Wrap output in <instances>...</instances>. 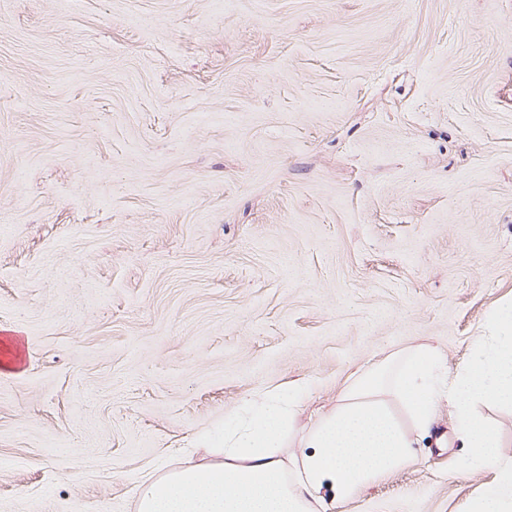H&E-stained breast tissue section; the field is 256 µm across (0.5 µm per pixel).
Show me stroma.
<instances>
[{
    "label": "stroma",
    "mask_w": 512,
    "mask_h": 512,
    "mask_svg": "<svg viewBox=\"0 0 512 512\" xmlns=\"http://www.w3.org/2000/svg\"><path fill=\"white\" fill-rule=\"evenodd\" d=\"M512 303V0H0V512H136L242 399ZM332 512H459L447 405Z\"/></svg>",
    "instance_id": "1"
}]
</instances>
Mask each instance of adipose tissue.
Listing matches in <instances>:
<instances>
[{
    "label": "adipose tissue",
    "instance_id": "1",
    "mask_svg": "<svg viewBox=\"0 0 512 512\" xmlns=\"http://www.w3.org/2000/svg\"><path fill=\"white\" fill-rule=\"evenodd\" d=\"M437 348L418 344L364 367L344 382L337 404L280 457L300 409L299 390L264 389L224 421L221 461L147 476L137 512H327L369 482L411 460L415 436L429 432L439 398L454 410L470 464L492 467L496 482L460 512H512V461L474 404L512 407V307L492 312L469 364L442 380Z\"/></svg>",
    "mask_w": 512,
    "mask_h": 512
}]
</instances>
